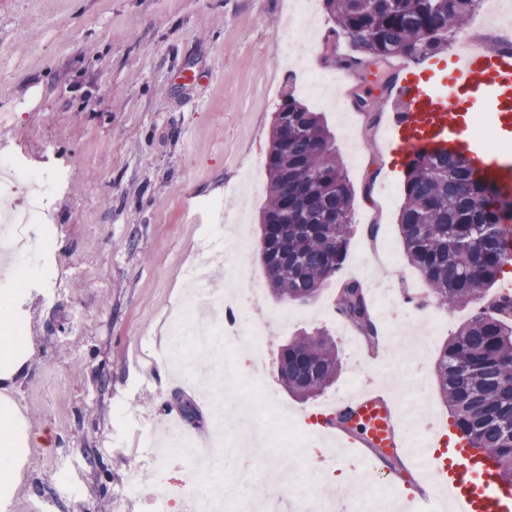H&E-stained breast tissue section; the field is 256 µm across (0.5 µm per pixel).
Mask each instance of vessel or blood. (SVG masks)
I'll list each match as a JSON object with an SVG mask.
<instances>
[{
    "mask_svg": "<svg viewBox=\"0 0 512 512\" xmlns=\"http://www.w3.org/2000/svg\"><path fill=\"white\" fill-rule=\"evenodd\" d=\"M482 110L500 141L512 143V50L459 49L448 71L401 79L387 148L407 155L453 150L472 158L480 174L501 186L512 184V156L493 155L475 137L469 114ZM354 441L365 448H397L399 430L391 407L364 393L347 402ZM433 482L447 489L456 512H512V489L497 480L487 456L457 444L436 465Z\"/></svg>",
    "mask_w": 512,
    "mask_h": 512,
    "instance_id": "vessel-or-blood-1",
    "label": "vessel or blood"
}]
</instances>
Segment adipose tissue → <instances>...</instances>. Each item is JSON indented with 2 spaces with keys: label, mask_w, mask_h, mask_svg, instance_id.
Returning a JSON list of instances; mask_svg holds the SVG:
<instances>
[{
  "label": "adipose tissue",
  "mask_w": 512,
  "mask_h": 512,
  "mask_svg": "<svg viewBox=\"0 0 512 512\" xmlns=\"http://www.w3.org/2000/svg\"><path fill=\"white\" fill-rule=\"evenodd\" d=\"M29 289L0 293V512H6L27 461L32 435L11 397L32 349L24 304Z\"/></svg>",
  "instance_id": "ef3b65f1"
}]
</instances>
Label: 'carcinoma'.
<instances>
[{"label": "carcinoma", "instance_id": "1", "mask_svg": "<svg viewBox=\"0 0 512 512\" xmlns=\"http://www.w3.org/2000/svg\"><path fill=\"white\" fill-rule=\"evenodd\" d=\"M336 39L349 41L355 64L404 56L418 59L448 46V38L480 0H323ZM268 197L260 245L268 285L280 300L306 304L341 269L352 236L355 195L336 157L334 136L319 112L294 95L274 112L266 163ZM470 159L442 151L407 164L399 228L410 264L429 299L478 312L451 336L436 373L453 425L467 445L487 453L497 477L512 486V294L486 299L507 258L505 226L512 201L474 177ZM336 309L369 346L378 342L361 282L340 288ZM340 369L336 343L322 329L283 345L281 383L308 400Z\"/></svg>", "mask_w": 512, "mask_h": 512}]
</instances>
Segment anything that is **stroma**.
<instances>
[{"instance_id": "stroma-1", "label": "stroma", "mask_w": 512, "mask_h": 512, "mask_svg": "<svg viewBox=\"0 0 512 512\" xmlns=\"http://www.w3.org/2000/svg\"><path fill=\"white\" fill-rule=\"evenodd\" d=\"M287 12L288 0H0V112L18 115L12 145L32 169L49 151L70 169L55 203V274L32 293L34 350L12 393L31 433L48 444L30 449L8 512H148L127 492L130 474L169 489L201 483L184 461L156 469L141 434L175 417L202 440L214 416L232 415L152 356L164 348L170 311L188 299L184 272L208 245L205 225L244 211L249 263L267 280L258 245L267 188L246 201L237 185L248 169L265 171L273 114L282 94L298 88V73L276 64ZM418 66L392 58L340 85L350 101L384 99L377 120L357 127L358 154L336 113H324L355 192L354 235L313 306L295 305L288 325L266 330L264 379L244 377L224 391L228 403L251 395L254 420L266 427H275L277 408L303 418L355 385L393 396L377 373L381 348L363 347L357 357L336 334L335 300L343 281L372 282L354 253L373 239L390 240L407 292L426 288L398 224L408 160L382 148L396 103L390 83ZM473 314L455 308L422 356L430 407L444 426L452 419L435 364ZM314 328L335 333L341 370L322 398L304 402L284 389L278 361L288 339ZM361 454L404 496L427 490L407 453L395 468L372 449Z\"/></svg>"}]
</instances>
